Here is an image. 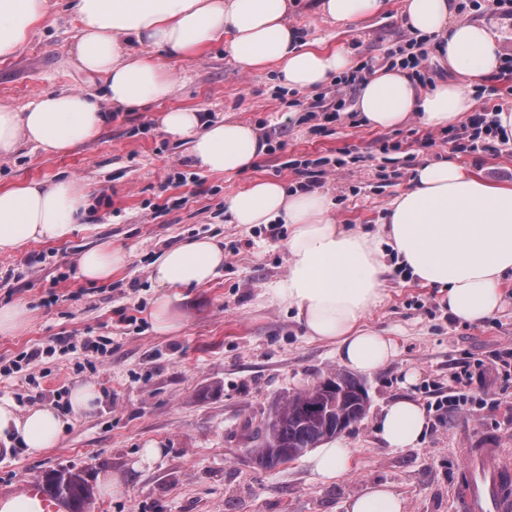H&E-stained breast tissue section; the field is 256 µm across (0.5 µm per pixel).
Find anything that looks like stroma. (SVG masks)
<instances>
[{
  "mask_svg": "<svg viewBox=\"0 0 512 512\" xmlns=\"http://www.w3.org/2000/svg\"><path fill=\"white\" fill-rule=\"evenodd\" d=\"M48 20L14 57L0 60V105L24 111L39 95L81 88L85 77L72 57L80 24L69 0H50ZM403 0L357 24L317 15L312 0H298L288 20L306 42L345 50L354 63L382 64L411 32L402 22ZM176 79L173 97L133 111L110 109L100 132L65 154L27 143L0 157V187L25 181L71 178L88 189L90 206L67 238L33 242L0 254V306L22 305L28 320L0 334V363L57 336H108L112 356L75 352L43 359L39 385L21 375L0 379V397L19 411L56 403V394L80 383L97 388L95 410L67 423L57 447L39 454L0 440V499L14 497L28 479L75 468L95 487L86 512H347L354 497L384 488L401 497L404 512H461L456 480L469 448L503 449L512 461V304L481 323L450 319L435 289L389 273L385 298L366 315L367 327L398 344L393 360L364 375L370 396L365 418L337 440L351 451L339 478H319L306 458L261 469L243 450L270 407L289 393L341 369L336 347L310 340L295 312L278 303L274 287L288 273L287 224H235L224 211L226 195L258 179L295 190L297 163H332L315 188L333 201L336 223L374 231L420 163L447 155L488 181L512 185V143L474 154L450 151L440 131L417 120L392 130L362 124L355 111L325 123L309 111L335 83L311 91L288 88L275 69L245 73L213 43L202 55L151 52ZM194 108L212 119L251 124L271 142L252 167L235 175L204 173L188 146L166 136L162 112ZM432 138L433 146L418 142ZM183 173L191 185L166 180ZM206 236L224 249V267L208 285L163 291L151 267L166 249ZM126 252L125 267L107 282L79 274L78 258L101 242ZM41 262H34V255ZM169 296L183 325L158 334L151 312ZM482 363L483 387L459 409L434 410L456 386L465 366ZM400 397L419 401L429 426L420 443L389 448L375 420ZM159 441L164 453L133 471L142 444ZM119 478L125 492L108 496L98 477Z\"/></svg>",
  "mask_w": 512,
  "mask_h": 512,
  "instance_id": "obj_1",
  "label": "stroma"
}]
</instances>
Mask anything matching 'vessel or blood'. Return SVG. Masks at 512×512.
<instances>
[{
    "mask_svg": "<svg viewBox=\"0 0 512 512\" xmlns=\"http://www.w3.org/2000/svg\"><path fill=\"white\" fill-rule=\"evenodd\" d=\"M21 493L37 500L41 512H68L64 502L48 495L38 481H27ZM457 495L463 512H512V465L502 449H467Z\"/></svg>",
    "mask_w": 512,
    "mask_h": 512,
    "instance_id": "1",
    "label": "vessel or blood"
}]
</instances>
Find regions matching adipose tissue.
<instances>
[{
  "label": "adipose tissue",
  "mask_w": 512,
  "mask_h": 512,
  "mask_svg": "<svg viewBox=\"0 0 512 512\" xmlns=\"http://www.w3.org/2000/svg\"><path fill=\"white\" fill-rule=\"evenodd\" d=\"M293 6V0H72L81 23L76 67L102 79L103 90L45 94L22 112L0 105V156L24 143L58 154L91 140L105 122L101 101L127 109L171 98L177 84L145 54L148 46L198 56L223 39L243 70L277 69L288 88L301 91L347 72L351 59L344 50L301 43L288 20ZM383 7L384 0H316L315 11L353 23ZM456 10L455 0H405V26L431 37L439 62L456 77L423 87L408 71L375 70L360 84L353 105L363 124L389 130L415 119L443 130L473 111L475 89L498 71L502 49L493 35V14L468 22L457 19ZM48 14L49 0H0V58L20 51ZM159 124L167 136L188 142L211 173L236 174L264 149L251 125L211 122L194 109L162 113ZM224 204L237 224L285 219L288 275L275 294L295 309L308 336L335 343L340 361L360 373L377 371L397 353L391 337L363 324L383 297L387 255H395L418 284L438 289L449 317L461 322L494 317L512 279V187L445 159L416 167L374 234L336 224L325 193L290 192L276 180L255 181ZM88 208L85 188L72 179L0 188V253L67 237ZM126 263V253L105 242L80 255L79 272L89 281H107ZM223 265V249L197 237L164 251L152 279L162 288H191L210 281ZM426 425L424 409L409 399L385 406L375 422L390 448L416 445ZM64 427L53 407L22 413L0 398V439L29 453L56 447Z\"/></svg>",
  "instance_id": "ef3b65f1"
}]
</instances>
